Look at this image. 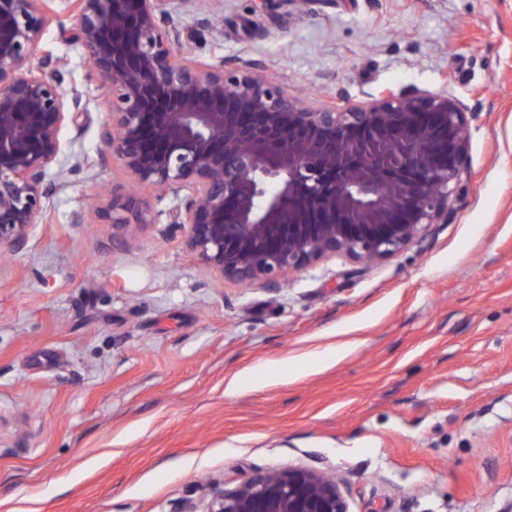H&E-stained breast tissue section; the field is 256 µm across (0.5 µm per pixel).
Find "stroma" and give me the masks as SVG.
<instances>
[{"mask_svg":"<svg viewBox=\"0 0 512 512\" xmlns=\"http://www.w3.org/2000/svg\"><path fill=\"white\" fill-rule=\"evenodd\" d=\"M194 54L352 103L448 89L472 110L447 223L370 267L245 286L181 231L96 220L104 94L58 27L90 119L27 250L0 259V512H179L260 468L318 467L350 512H512V0H171ZM87 221L71 223L73 212ZM323 354L311 364V354Z\"/></svg>","mask_w":512,"mask_h":512,"instance_id":"obj_1","label":"stroma"}]
</instances>
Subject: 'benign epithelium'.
<instances>
[{"mask_svg":"<svg viewBox=\"0 0 512 512\" xmlns=\"http://www.w3.org/2000/svg\"><path fill=\"white\" fill-rule=\"evenodd\" d=\"M309 14L332 0H287ZM79 45L108 106L104 158L154 200L212 275L274 286L342 258L389 260L448 223L468 178L469 106L448 90L385 88L351 104L304 97L242 53L187 59L205 18L169 0H0V253L27 249L64 175L61 135L82 132L66 62L38 47L47 28ZM98 218L156 223L150 200L112 185ZM203 512H349L336 476L267 468L213 493Z\"/></svg>","mask_w":512,"mask_h":512,"instance_id":"7a95c632","label":"benign epithelium"}]
</instances>
